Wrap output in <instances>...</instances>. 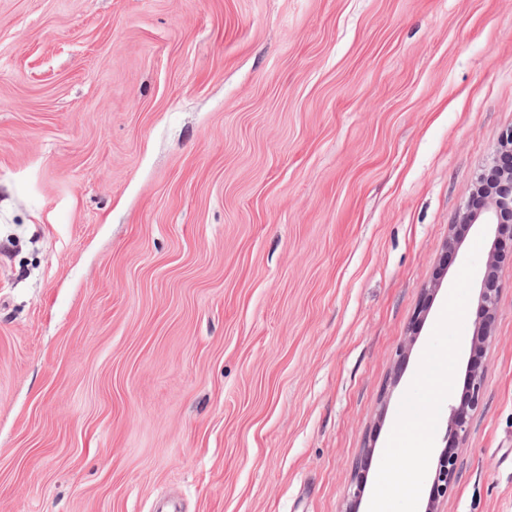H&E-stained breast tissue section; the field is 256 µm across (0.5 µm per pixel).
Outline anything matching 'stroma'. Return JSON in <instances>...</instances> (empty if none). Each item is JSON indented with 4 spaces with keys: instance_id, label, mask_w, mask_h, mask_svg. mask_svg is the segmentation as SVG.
I'll list each match as a JSON object with an SVG mask.
<instances>
[{
    "instance_id": "obj_1",
    "label": "stroma",
    "mask_w": 512,
    "mask_h": 512,
    "mask_svg": "<svg viewBox=\"0 0 512 512\" xmlns=\"http://www.w3.org/2000/svg\"><path fill=\"white\" fill-rule=\"evenodd\" d=\"M510 129L512 0H0V512H349L447 354L439 510L512 512ZM498 195L488 196L483 204L470 210L464 217V223H480L486 226L487 232L494 235V243L512 236V172L498 178ZM479 221V222H477ZM500 291L501 288L495 279L493 278L490 283L489 275H487L478 295V305L483 311L487 323L491 322L497 314ZM484 395V370L469 367L467 388L459 403L451 404L448 412V428L445 448L437 457L430 470V490L425 512H438V505L452 494L459 482L462 462L459 457V443L466 439L471 416L479 410ZM454 448H451V447Z\"/></svg>"
}]
</instances>
